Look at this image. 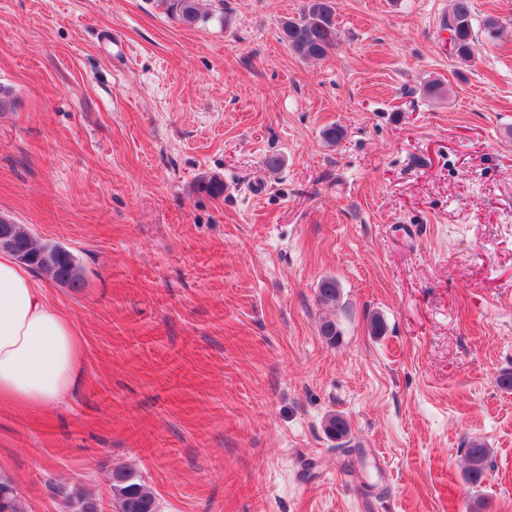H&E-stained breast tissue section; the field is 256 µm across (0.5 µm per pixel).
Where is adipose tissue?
Here are the masks:
<instances>
[{"label": "adipose tissue", "mask_w": 512, "mask_h": 512, "mask_svg": "<svg viewBox=\"0 0 512 512\" xmlns=\"http://www.w3.org/2000/svg\"><path fill=\"white\" fill-rule=\"evenodd\" d=\"M83 360L82 341L45 284L0 253V405L52 409L74 389Z\"/></svg>", "instance_id": "ef3b65f1"}]
</instances>
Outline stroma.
<instances>
[{"label":"stroma","mask_w":512,"mask_h":512,"mask_svg":"<svg viewBox=\"0 0 512 512\" xmlns=\"http://www.w3.org/2000/svg\"><path fill=\"white\" fill-rule=\"evenodd\" d=\"M304 3L190 26L165 0H0V215L85 279L47 285L84 343L70 398L0 406L27 512H63L49 476L113 512L116 467L160 512H512V0H471L499 30L467 64L452 0H335L319 60L282 36ZM489 452V448L484 442L475 440L469 443L466 453L470 464L469 474L475 478L482 474Z\"/></svg>","instance_id":"stroma-1"}]
</instances>
